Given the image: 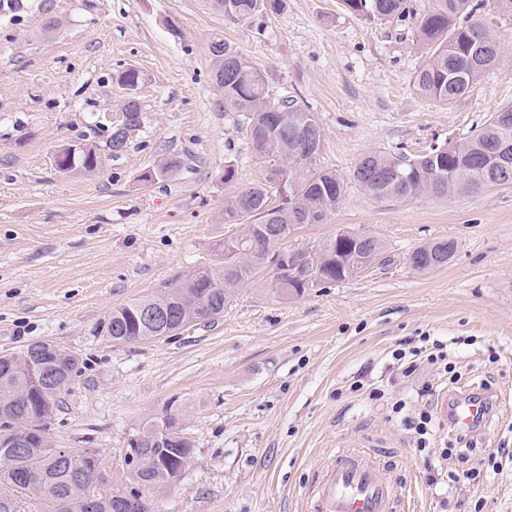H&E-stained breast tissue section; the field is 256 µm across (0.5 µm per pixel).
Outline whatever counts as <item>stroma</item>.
<instances>
[{
  "mask_svg": "<svg viewBox=\"0 0 512 512\" xmlns=\"http://www.w3.org/2000/svg\"><path fill=\"white\" fill-rule=\"evenodd\" d=\"M496 66L450 105L422 98L425 49L411 21L373 22L342 0H283L229 26L206 0H0V353L45 341L79 370L48 425L53 447L96 449L110 483L138 489L151 512H305L304 497L339 448L368 450L399 476L410 512H512V185L445 199L377 200L357 184L327 223L298 230L309 247L346 230L378 237L386 260L359 276L274 297L242 288L213 324L149 342L117 343L113 308L157 295L216 264L236 235L224 201L265 181L246 121L224 111L209 45L223 34L320 123L321 166L349 176L366 153L421 155L470 135L512 106V15L483 0ZM137 69L140 127L94 174L59 172L63 145H105L122 119L114 82ZM176 156L156 183L141 176ZM237 177L224 180L225 162ZM453 240L445 267L418 273L409 253ZM428 336L454 345V374L392 354ZM487 391L497 409L473 434L483 475L449 483L455 439L442 399ZM185 405L192 457L181 479L137 487L129 440L171 403ZM430 411V452L394 410Z\"/></svg>",
  "mask_w": 512,
  "mask_h": 512,
  "instance_id": "stroma-1",
  "label": "stroma"
}]
</instances>
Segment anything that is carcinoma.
I'll list each match as a JSON object with an SVG mask.
<instances>
[{
  "mask_svg": "<svg viewBox=\"0 0 512 512\" xmlns=\"http://www.w3.org/2000/svg\"><path fill=\"white\" fill-rule=\"evenodd\" d=\"M281 0H209V7L224 15V23L237 25L255 21L277 10ZM348 9L368 20L390 22L416 18V32L427 49L428 59L415 77L416 90L423 98L450 104L470 88L497 62L501 46L491 29L469 17L481 9L473 0H430L427 10L418 15L410 0H344ZM213 73L224 97V111L239 112L247 120V130L258 158L268 162L278 158L283 166L271 173L283 176V185L274 194L264 183L244 188L224 203V223L240 224L242 229L224 239V261L208 266L179 283L177 288L138 299L112 310L101 332L119 343L152 341L165 330H179L194 322L201 307L212 319L224 314L239 287L264 277L273 245L263 236L269 224L283 234L280 247H287L296 231L314 224L311 211L323 210V218L334 214L345 199L347 184L334 170L318 164L322 140L307 150L310 127H320L316 115L297 99L270 98L265 73L252 59L217 34L210 44ZM279 112L276 122L269 113ZM134 119L124 131L113 129L107 148L119 153L126 145L128 132L140 126ZM67 172H94L101 164V148L79 143L73 146ZM181 161L170 157L142 176V181L164 180L180 168ZM512 178V108L495 112L480 130L448 147L410 157L402 152L372 151L357 163L352 180L376 199L410 200L422 195L446 198L450 194H469L496 186L503 176ZM353 233L340 230L321 241L334 255L323 272L332 283L356 274L347 260H357V270L369 267L376 255L385 252L381 240H352ZM457 252L454 240L427 241L415 248L412 269L424 273L444 267ZM283 284L272 287L273 294L288 300L307 292L300 278L282 276ZM154 310L163 324L145 323L141 313ZM34 348L49 353V363L59 367L46 376L40 388L31 385V372L24 354ZM79 371V360L61 347L41 342L17 352L0 355V429L13 432V447H0V512H127L126 498L136 492L108 485L104 469L97 471L103 493L90 502L83 492L99 459L92 448L61 450L46 448L23 438L31 419L50 420L62 388ZM183 413H164L137 432L140 447L130 472L144 487L159 491L170 486L169 472L188 464L191 440L184 436Z\"/></svg>",
  "mask_w": 512,
  "mask_h": 512,
  "instance_id": "1",
  "label": "carcinoma"
}]
</instances>
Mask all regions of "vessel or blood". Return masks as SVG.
<instances>
[{
  "label": "vessel or blood",
  "mask_w": 512,
  "mask_h": 512,
  "mask_svg": "<svg viewBox=\"0 0 512 512\" xmlns=\"http://www.w3.org/2000/svg\"><path fill=\"white\" fill-rule=\"evenodd\" d=\"M485 412L479 394L455 400L449 426L470 432ZM405 500L391 470L377 457L356 450H337L325 465L311 497L312 512H399Z\"/></svg>",
  "instance_id": "b4317fda"
}]
</instances>
